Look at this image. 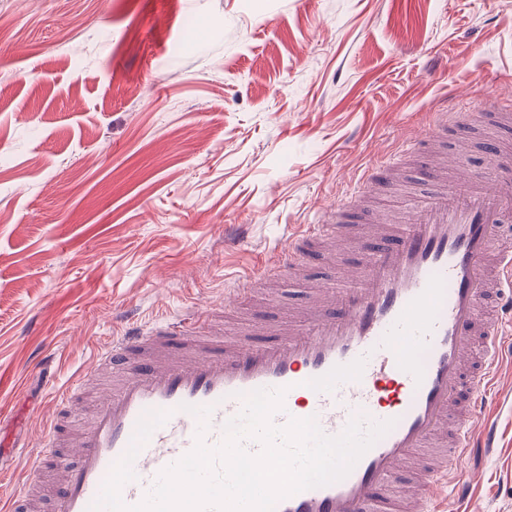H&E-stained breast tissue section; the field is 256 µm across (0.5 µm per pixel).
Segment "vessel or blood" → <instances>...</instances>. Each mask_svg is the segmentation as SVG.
I'll return each instance as SVG.
<instances>
[{"mask_svg":"<svg viewBox=\"0 0 512 512\" xmlns=\"http://www.w3.org/2000/svg\"><path fill=\"white\" fill-rule=\"evenodd\" d=\"M495 125L484 153L497 175L484 181L455 167L452 146L475 123ZM512 97L486 98L480 111L443 100L426 134L401 156L377 159L361 178L360 193L327 207L317 224L289 230L287 241L258 261L249 282L287 268L305 269L309 254L330 245L342 280L305 286L296 316L274 340L255 344L266 325L252 323L249 339L227 344L207 339L209 315L190 314L130 326L101 346L97 364L120 372L101 391L78 441L70 439L68 412L83 378L56 392V415L40 442L43 456H59L64 476L52 512H88L113 465L128 450L137 423L150 410L171 416L156 428L133 462L136 478L121 489L125 504L140 503L159 473L189 452L198 425L190 409H212L208 445L223 438L225 422L242 408L244 394L286 388L289 418H316L339 434L353 415L393 421L335 483L278 501L274 512H442L441 502L468 498L473 462L494 445L485 399L512 340L498 317L481 311L496 295L512 305ZM408 161L427 186L410 199L404 223L366 211L362 191L393 183ZM41 468L25 472L22 492L0 512H30L26 491Z\"/></svg>","mask_w":512,"mask_h":512,"instance_id":"vessel-or-blood-1","label":"vessel or blood"}]
</instances>
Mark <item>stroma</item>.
Masks as SVG:
<instances>
[{"mask_svg": "<svg viewBox=\"0 0 512 512\" xmlns=\"http://www.w3.org/2000/svg\"><path fill=\"white\" fill-rule=\"evenodd\" d=\"M512 94V0H0V501L52 396L131 321L277 323L223 295L451 95ZM499 446L458 512H512Z\"/></svg>", "mask_w": 512, "mask_h": 512, "instance_id": "obj_1", "label": "stroma"}]
</instances>
